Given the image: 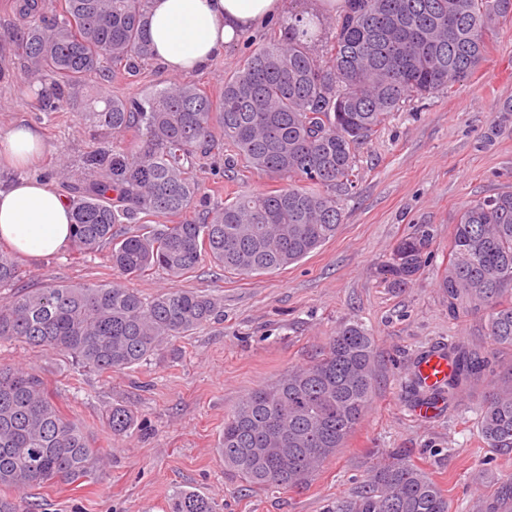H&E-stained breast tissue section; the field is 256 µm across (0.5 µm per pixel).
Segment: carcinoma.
<instances>
[{"instance_id":"cac0c4a2","label":"carcinoma","mask_w":512,"mask_h":512,"mask_svg":"<svg viewBox=\"0 0 512 512\" xmlns=\"http://www.w3.org/2000/svg\"><path fill=\"white\" fill-rule=\"evenodd\" d=\"M149 0H18L22 53L43 81L34 100L49 114L71 104L93 73L136 75L152 57ZM512 18V0H339L334 38L319 12L294 18L282 34L250 40L238 71L213 96L177 84L142 99L97 96L82 120L131 147H96L85 156L93 178L67 185L72 246L81 258L103 254L122 277L161 270L173 279L209 261L238 274L294 264L335 237L341 194L359 178L357 149L407 102L469 81L488 55V32ZM224 142L237 166L280 181L209 208L191 177L196 161ZM202 213L194 219L190 210ZM154 223L149 224L147 220ZM430 233L402 240L380 266L393 288L426 262ZM20 276L0 250V288ZM451 316L477 312L488 336L512 347V192L476 200L451 232L440 279ZM222 299L181 288L145 298L119 282L23 288L0 302V339L46 347L101 374L154 355L173 336L223 315ZM455 369L425 400L454 403L488 361L465 345L448 348ZM374 343L357 325L341 328L311 363L255 389L224 419V468L254 487H295L343 447L371 403ZM134 412L114 406L106 424L121 436ZM490 448H512V378L491 382L479 417ZM81 426L65 417L41 379L0 367V490L17 493L74 483L98 459ZM170 512H216L191 490ZM333 512H449L438 485L398 453L370 470L356 495Z\"/></svg>"}]
</instances>
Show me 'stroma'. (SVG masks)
<instances>
[{
  "label": "stroma",
  "mask_w": 512,
  "mask_h": 512,
  "mask_svg": "<svg viewBox=\"0 0 512 512\" xmlns=\"http://www.w3.org/2000/svg\"><path fill=\"white\" fill-rule=\"evenodd\" d=\"M23 27L12 0H0V133L34 127L45 148L24 165H1L0 184L42 177L56 187L88 181L87 151L126 147L135 135L90 129L77 103L50 116L34 111L24 82L27 60L16 48ZM488 44L486 61L466 85L407 103L360 148V175L344 200V222L306 258L273 273L239 275L208 262L177 280L150 271L125 282L147 298L173 287L219 296L222 320L168 340L147 361L107 375L52 351L0 340V366L41 376L60 410L105 454L103 464L77 482L17 494L22 512H170L172 498L183 490L208 497L217 512H327L397 451L440 486L450 512H512V449L487 447L478 425L491 379L512 376V348L490 340L484 316H449L439 286L460 211L512 191V23L492 31ZM246 53L245 41L237 40L205 68L178 79L218 93ZM178 79L151 60L135 76L90 78L85 92L140 98ZM227 155L224 148L213 152L192 172L212 204L276 189V179L242 172L215 191L214 173ZM423 227L432 235L426 266L406 287L380 282L376 267ZM17 262L22 288L110 278L102 256L85 261L68 248ZM353 322L374 339L376 383L344 447L301 487H244L225 470L218 451L225 417L253 390L312 361L340 326ZM461 341L481 352L492 378L474 381L454 405L420 418L417 357ZM115 404L137 416L136 426L117 437L102 422Z\"/></svg>",
  "instance_id": "obj_1"
}]
</instances>
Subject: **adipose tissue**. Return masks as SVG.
I'll return each instance as SVG.
<instances>
[{"label":"adipose tissue","instance_id":"adipose-tissue-1","mask_svg":"<svg viewBox=\"0 0 512 512\" xmlns=\"http://www.w3.org/2000/svg\"><path fill=\"white\" fill-rule=\"evenodd\" d=\"M283 0H150L148 38L155 60L172 75L206 65L262 18L284 15ZM42 147L28 127L0 134V158L27 163ZM71 212L50 185L19 179L0 188V239L36 260L66 248Z\"/></svg>","mask_w":512,"mask_h":512}]
</instances>
